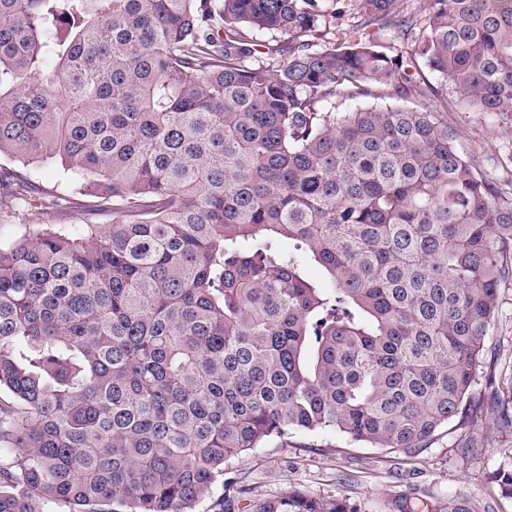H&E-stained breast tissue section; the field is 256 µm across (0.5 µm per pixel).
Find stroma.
Segmentation results:
<instances>
[{
    "mask_svg": "<svg viewBox=\"0 0 512 512\" xmlns=\"http://www.w3.org/2000/svg\"><path fill=\"white\" fill-rule=\"evenodd\" d=\"M448 122L459 131L471 160L491 167L492 150L512 151V119H493L469 111L456 94L448 96ZM27 171L43 198L66 196L70 204L51 209L47 224H95L98 216L85 212L82 185L70 182L61 164L23 166L10 155L0 156V171ZM499 313L488 338L495 347L501 377L497 393L477 379L472 391L484 402L477 423L451 422L428 448L408 455L354 443L330 432H293L230 460L223 483L215 484L194 512H212L214 500L229 497L230 512H251L260 500L295 489L305 494L345 499L359 512H512V498L503 496L494 476L512 458V432L497 422L500 407L512 404V284L499 290Z\"/></svg>",
    "mask_w": 512,
    "mask_h": 512,
    "instance_id": "35a3bbf8",
    "label": "stroma"
}]
</instances>
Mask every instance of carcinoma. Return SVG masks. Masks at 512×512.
<instances>
[{"mask_svg": "<svg viewBox=\"0 0 512 512\" xmlns=\"http://www.w3.org/2000/svg\"><path fill=\"white\" fill-rule=\"evenodd\" d=\"M450 89L512 116V0H0V154L109 220L0 172V512H192L291 431L406 453L482 413L512 157L473 164ZM18 171L34 176L42 190L41 200L53 196L65 195L70 204L66 209H49L43 216V224H105L108 219L91 215L85 212L80 204L86 200L85 189L80 184H75L66 179L63 168L59 162L46 165L23 166L22 163L8 154L0 156L1 170ZM27 218V215L12 208L10 203L0 199V236L2 238L18 235L20 231L18 224H26Z\"/></svg>", "mask_w": 512, "mask_h": 512, "instance_id": "1", "label": "carcinoma"}]
</instances>
